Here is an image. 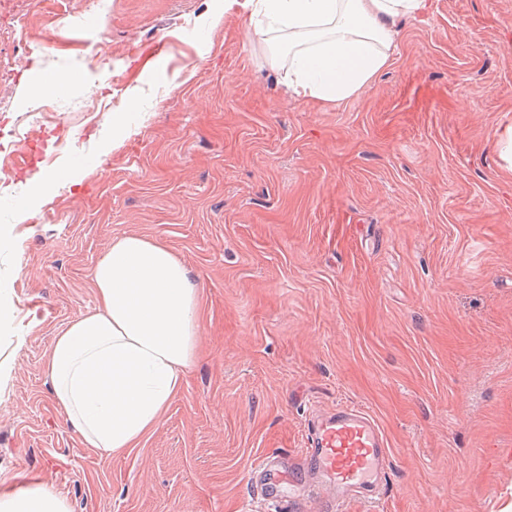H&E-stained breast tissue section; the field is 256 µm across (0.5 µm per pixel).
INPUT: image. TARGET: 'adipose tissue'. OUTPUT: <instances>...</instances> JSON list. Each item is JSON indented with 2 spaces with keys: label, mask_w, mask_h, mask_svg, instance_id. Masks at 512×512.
I'll list each match as a JSON object with an SVG mask.
<instances>
[{
  "label": "adipose tissue",
  "mask_w": 512,
  "mask_h": 512,
  "mask_svg": "<svg viewBox=\"0 0 512 512\" xmlns=\"http://www.w3.org/2000/svg\"><path fill=\"white\" fill-rule=\"evenodd\" d=\"M429 0H224L213 28L249 16L289 94L316 106L358 96L392 63L399 22ZM94 310L55 336L43 369L59 414L90 448L131 452L182 392L200 326L198 283L164 243L114 238L93 271ZM0 512H71L43 478L0 487Z\"/></svg>",
  "instance_id": "adipose-tissue-1"
}]
</instances>
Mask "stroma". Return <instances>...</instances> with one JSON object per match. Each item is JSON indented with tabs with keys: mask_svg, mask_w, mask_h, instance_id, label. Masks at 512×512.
Segmentation results:
<instances>
[{
	"mask_svg": "<svg viewBox=\"0 0 512 512\" xmlns=\"http://www.w3.org/2000/svg\"><path fill=\"white\" fill-rule=\"evenodd\" d=\"M220 0H0V471L71 512H274L252 464L351 404L393 450L376 512L512 502V0H431L357 97H289ZM170 48L151 55L160 41ZM72 77L31 100L35 75ZM142 114L118 122L129 93ZM76 168L79 183L54 181ZM42 196L28 201L31 188ZM26 211H19L20 203ZM167 244L201 286L195 362L143 446L104 457L42 362L95 309L112 238Z\"/></svg>",
	"mask_w": 512,
	"mask_h": 512,
	"instance_id": "stroma-1",
	"label": "stroma"
}]
</instances>
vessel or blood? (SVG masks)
Masks as SVG:
<instances>
[{
    "instance_id": "b4317fda",
    "label": "vessel or blood",
    "mask_w": 512,
    "mask_h": 512,
    "mask_svg": "<svg viewBox=\"0 0 512 512\" xmlns=\"http://www.w3.org/2000/svg\"><path fill=\"white\" fill-rule=\"evenodd\" d=\"M390 463L377 420L361 408L341 405L312 411L304 451L283 477L292 485L307 481L312 494H329L337 512H344L346 505L377 500Z\"/></svg>"
}]
</instances>
